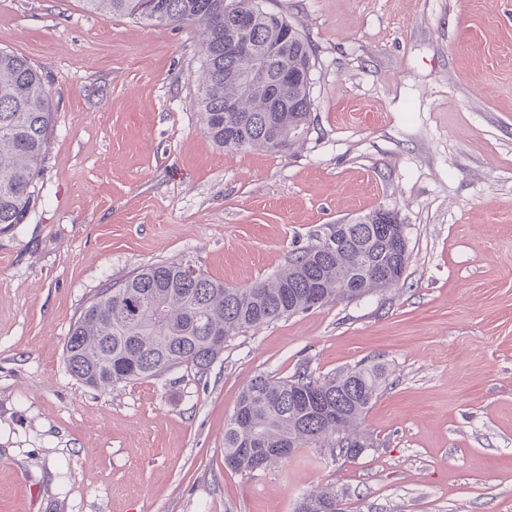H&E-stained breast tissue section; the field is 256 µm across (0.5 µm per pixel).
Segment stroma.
Returning <instances> with one entry per match:
<instances>
[{
	"instance_id": "35a3bbf8",
	"label": "stroma",
	"mask_w": 512,
	"mask_h": 512,
	"mask_svg": "<svg viewBox=\"0 0 512 512\" xmlns=\"http://www.w3.org/2000/svg\"><path fill=\"white\" fill-rule=\"evenodd\" d=\"M263 6L312 48L317 129L284 153L206 136L195 29L0 0V49L57 108L40 199L0 232V512H294L326 488L347 512H512V0ZM376 209L407 239L393 288L235 337L202 379L70 375V325L106 283L182 260L246 287ZM361 361L389 374L373 447L225 466L250 379Z\"/></svg>"
}]
</instances>
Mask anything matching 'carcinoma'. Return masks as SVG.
<instances>
[{
	"label": "carcinoma",
	"instance_id": "cac0c4a2",
	"mask_svg": "<svg viewBox=\"0 0 512 512\" xmlns=\"http://www.w3.org/2000/svg\"><path fill=\"white\" fill-rule=\"evenodd\" d=\"M261 0H83L103 19L123 16L153 26H190L202 36L195 106L207 137L227 152L291 150L311 132L312 49L284 17ZM252 10L249 29L237 11ZM244 41L265 64V76L243 77L227 46ZM288 66L294 79L276 82ZM234 100L239 111H224ZM55 106L24 57L0 50V229L25 223L39 198L37 179L49 149ZM396 217L375 210L357 224H337L327 238L299 252L274 276L245 288L214 280L187 262L143 266L98 290L70 326L65 360L83 384L105 389L187 367L207 375L233 337L335 300L354 301L393 285L380 266L405 271L408 256L387 248ZM386 385L379 364L359 363L326 376L302 367L289 378H252L224 429V460L245 474L317 447L349 462L370 447L357 432ZM295 512H343L334 490L300 498Z\"/></svg>",
	"mask_w": 512,
	"mask_h": 512
}]
</instances>
